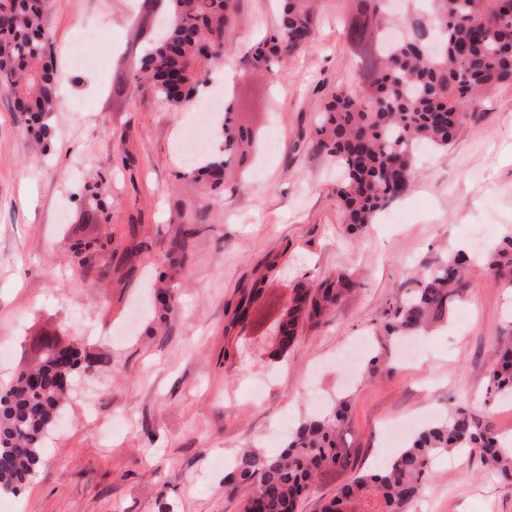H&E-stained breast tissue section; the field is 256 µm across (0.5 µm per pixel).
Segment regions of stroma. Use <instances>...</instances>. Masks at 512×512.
Listing matches in <instances>:
<instances>
[{"mask_svg":"<svg viewBox=\"0 0 512 512\" xmlns=\"http://www.w3.org/2000/svg\"><path fill=\"white\" fill-rule=\"evenodd\" d=\"M138 0H50L53 64L64 101L52 136L31 145L0 94V387L24 365L34 337L76 341L106 367L81 380L51 431L37 474L9 496L17 512H241L227 485L241 449L278 453L283 427L350 392L345 436L353 465L321 476L298 512L385 455L386 425L464 407L512 438V401L486 400L499 337L512 336V291L482 264L448 318L415 339L389 377L353 382L345 353L363 349L389 300L441 250L481 255L512 231V85L494 91L445 150L420 157L410 192L373 224L350 229L336 199L335 163L301 132L329 88L359 79L344 35L347 0H323L314 41L276 75L252 69L248 50L273 28L277 0H240L241 24L198 99L218 94L258 132L261 154L241 186L196 221L200 192L175 149L192 109L171 111L146 88L112 90L119 60L135 53ZM107 207V222L84 212ZM195 233L184 266L167 254L176 220ZM98 237L104 276L86 275L69 245ZM172 275L181 306L165 323L151 297ZM357 281L279 352L275 327L298 282ZM251 295L244 322L234 309ZM411 512H512V483L478 455L436 459Z\"/></svg>","mask_w":512,"mask_h":512,"instance_id":"1","label":"stroma"}]
</instances>
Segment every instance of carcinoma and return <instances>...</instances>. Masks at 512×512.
I'll list each match as a JSON object with an SVG mask.
<instances>
[{
	"instance_id": "carcinoma-1",
	"label": "carcinoma",
	"mask_w": 512,
	"mask_h": 512,
	"mask_svg": "<svg viewBox=\"0 0 512 512\" xmlns=\"http://www.w3.org/2000/svg\"><path fill=\"white\" fill-rule=\"evenodd\" d=\"M428 2L427 12L401 17L405 36L394 41L384 0H350L344 31L365 78L355 87L330 89L306 136L314 152L341 170L336 196L347 223L357 228L373 223L383 206L410 190L415 143L448 147L489 93L512 85V0ZM48 8L49 0H0V88L38 142L50 137L47 117L57 107L54 71L46 61L53 43ZM162 10L167 32L129 65H117L115 93H124L140 73L171 111L180 112L194 98L201 72L231 43L240 15L237 0H140L136 37L150 35L153 17ZM319 18L318 0H279L276 25L252 47V67L271 71L305 49ZM256 143V133L237 123L234 109L226 105L216 145L201 162L188 165L182 179L215 191L235 178L232 160ZM189 237L186 230L176 233L169 254L185 259ZM101 249L79 242L71 247L72 262L84 273L97 269ZM485 264L512 288V234L487 253ZM467 271L462 252H446L424 266L412 288L389 302L374 333L380 353L369 360L366 378L391 369L384 353L403 337L448 315L452 300L464 295ZM354 287V280L341 276L314 290L296 289L283 315L284 346L294 342L304 320L321 317ZM177 304L176 289L155 291L160 318L174 313ZM34 348V360L0 390V492L17 494L32 480L68 386L76 376L92 377L100 369L101 359L49 335L38 338ZM486 378L487 394L512 398V337L498 343ZM349 414V397L341 396L327 412L303 419L280 453L242 449L231 475L248 490L242 512H297L319 475L348 468L342 430ZM456 450L477 454L487 470L512 479V448L503 446L487 419L458 408L420 430L388 462L356 473L322 512H409L422 496L431 463ZM370 503L375 508L369 511Z\"/></svg>"
}]
</instances>
